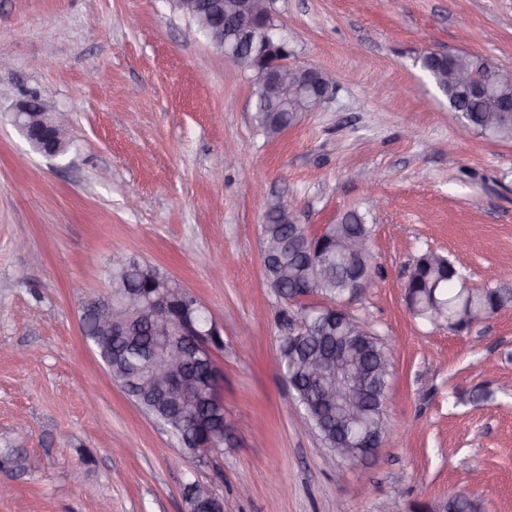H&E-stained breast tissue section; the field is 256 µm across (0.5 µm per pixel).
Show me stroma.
<instances>
[{
	"label": "stroma",
	"mask_w": 512,
	"mask_h": 512,
	"mask_svg": "<svg viewBox=\"0 0 512 512\" xmlns=\"http://www.w3.org/2000/svg\"><path fill=\"white\" fill-rule=\"evenodd\" d=\"M273 20L336 86L270 139L249 72L172 0H0V449L25 460L0 512H186L191 482L225 512H426L458 493L512 512V308L458 333L415 317L404 288L429 251L463 259L474 285L512 284V142L460 132L418 62L467 51L512 67V0H275ZM32 93L67 115L66 156L12 125ZM227 150L241 156L214 178ZM284 195L310 234L350 209L372 226L373 279L343 307L391 349L393 374L388 433L363 464L329 461L295 427L279 345L300 309L267 287L260 242ZM122 259L159 266L222 331L227 433L202 457L81 332L82 303Z\"/></svg>",
	"instance_id": "1"
}]
</instances>
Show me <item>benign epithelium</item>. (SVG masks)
<instances>
[{
    "label": "benign epithelium",
    "instance_id": "1",
    "mask_svg": "<svg viewBox=\"0 0 512 512\" xmlns=\"http://www.w3.org/2000/svg\"><path fill=\"white\" fill-rule=\"evenodd\" d=\"M189 9L203 17L225 18L226 24L212 26L211 39L224 51V57L245 64L258 75L256 91L268 101L288 103L310 100L321 106L335 85L332 75L323 73L320 81L313 79L315 68L292 60L293 52L284 41L272 35L271 0H191ZM13 121L33 147L49 159L61 157L67 150L65 134L68 119L56 111L52 101L42 95L27 97L17 105ZM364 240L349 235L336 240V255L354 259L364 250ZM190 291L182 285L169 287L157 283L146 292L124 284L117 300L102 297L88 299L81 308V322L93 320L99 336H126L140 326L149 324L167 333L170 339L151 354V371L141 385L165 393L184 387L181 370L186 352L183 344L174 340L180 336L199 351L214 355V337L221 335L218 327L205 315L202 306L185 303ZM328 323L338 329L352 321V317L336 304L327 305ZM358 344L347 336L336 338V352L318 356L307 372L308 389L327 406L346 408L355 414L361 411V402L371 386L372 379L360 374L344 376L337 373L344 363H353ZM347 447L341 449L344 458L365 459L381 446L379 435L350 434L344 428ZM187 493L199 496L209 512H224V499L214 496L206 487L191 483L184 487Z\"/></svg>",
    "mask_w": 512,
    "mask_h": 512
}]
</instances>
